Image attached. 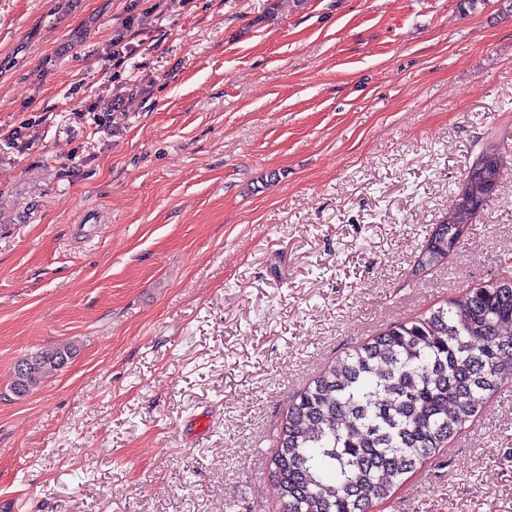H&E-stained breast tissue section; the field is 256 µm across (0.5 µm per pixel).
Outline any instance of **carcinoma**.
<instances>
[{"mask_svg":"<svg viewBox=\"0 0 512 512\" xmlns=\"http://www.w3.org/2000/svg\"><path fill=\"white\" fill-rule=\"evenodd\" d=\"M488 153L463 179L485 205L490 197L478 180ZM457 207L455 192L448 219L428 235L440 248L420 253V270L444 265L464 241ZM73 355V346L60 344L21 359L11 389L29 393ZM508 385L512 280L498 277L388 325L330 364L281 421L273 493L283 512H372Z\"/></svg>","mask_w":512,"mask_h":512,"instance_id":"1","label":"carcinoma"}]
</instances>
